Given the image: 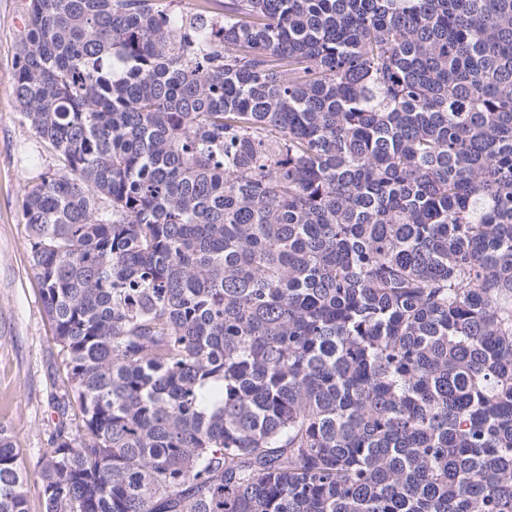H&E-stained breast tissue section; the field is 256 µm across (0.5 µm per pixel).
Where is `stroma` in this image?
I'll use <instances>...</instances> for the list:
<instances>
[{
	"label": "stroma",
	"mask_w": 512,
	"mask_h": 512,
	"mask_svg": "<svg viewBox=\"0 0 512 512\" xmlns=\"http://www.w3.org/2000/svg\"><path fill=\"white\" fill-rule=\"evenodd\" d=\"M28 0H0V428L18 449L28 512H44L38 458L65 392L59 349L30 263L24 217L29 188L58 168L54 151L24 120L14 90L15 51Z\"/></svg>",
	"instance_id": "35a3bbf8"
}]
</instances>
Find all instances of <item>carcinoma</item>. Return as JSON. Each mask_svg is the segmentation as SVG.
<instances>
[{
  "instance_id": "obj_1",
  "label": "carcinoma",
  "mask_w": 512,
  "mask_h": 512,
  "mask_svg": "<svg viewBox=\"0 0 512 512\" xmlns=\"http://www.w3.org/2000/svg\"><path fill=\"white\" fill-rule=\"evenodd\" d=\"M213 2L30 0L44 512H512V0Z\"/></svg>"
}]
</instances>
